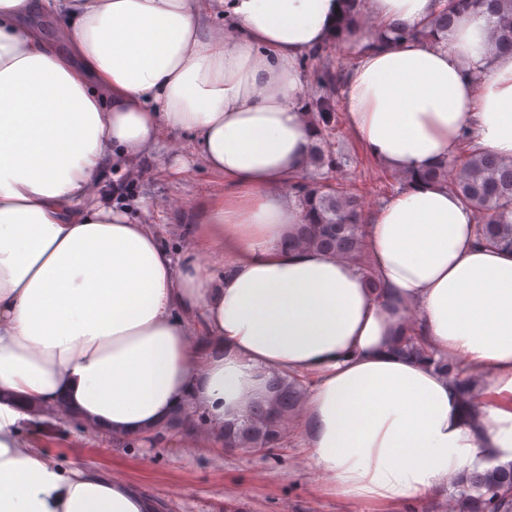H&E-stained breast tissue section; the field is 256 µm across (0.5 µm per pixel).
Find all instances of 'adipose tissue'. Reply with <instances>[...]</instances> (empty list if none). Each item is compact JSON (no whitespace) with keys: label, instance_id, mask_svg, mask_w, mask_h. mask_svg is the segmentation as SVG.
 Instances as JSON below:
<instances>
[{"label":"adipose tissue","instance_id":"adipose-tissue-1","mask_svg":"<svg viewBox=\"0 0 512 512\" xmlns=\"http://www.w3.org/2000/svg\"><path fill=\"white\" fill-rule=\"evenodd\" d=\"M347 0H0V512H158L109 475L34 452L29 422L67 413L99 436L147 437L198 411L216 442L269 381L311 376L306 439L332 492L423 500L463 465L512 460V253L474 213L415 181L366 216L367 268L288 249L303 208L287 191L314 131L300 61ZM387 22L437 0H368ZM58 18L69 50L37 15ZM487 14L431 41L353 43L343 88L352 137L388 170L448 159L464 132L512 159V54ZM189 138L224 189L180 250L103 198L113 159ZM377 281L382 297L369 283ZM416 329L485 399L396 354Z\"/></svg>","mask_w":512,"mask_h":512}]
</instances>
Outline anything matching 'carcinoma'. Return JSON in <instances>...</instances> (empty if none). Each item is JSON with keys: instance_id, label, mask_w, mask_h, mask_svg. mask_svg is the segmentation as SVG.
<instances>
[{"instance_id": "1", "label": "carcinoma", "mask_w": 512, "mask_h": 512, "mask_svg": "<svg viewBox=\"0 0 512 512\" xmlns=\"http://www.w3.org/2000/svg\"><path fill=\"white\" fill-rule=\"evenodd\" d=\"M364 9L363 0H349L344 31L355 29ZM480 11L492 23V43L498 52L512 54V0H439L437 14L429 21L408 27L399 23L374 22L372 37L388 36L394 42L409 36L426 38L451 27L458 17ZM344 37L338 36L316 48L301 61L305 71L316 75L315 93L308 97L307 117L316 128L310 148L309 166L316 176H300L289 186L298 201L307 207L306 223L299 226L292 243L313 247L358 263L363 262L364 224L359 189L354 185H332L328 173L348 167L353 159L342 143L326 147L338 136L340 116L337 95L348 70L341 58ZM457 165L455 178L448 179V166ZM421 179L445 185L474 211L478 235L486 244L512 252V159L482 151L473 138H461L457 151L448 160L428 169ZM401 356H413L452 377L460 386L462 405L468 417L476 419L478 395L472 378L452 361L435 358L408 323L396 343ZM305 381L274 378L268 384L270 399L254 403L244 424L227 440L231 448H283L288 441V419L299 410ZM450 512H512V462L482 472L465 470L452 485Z\"/></svg>"}]
</instances>
